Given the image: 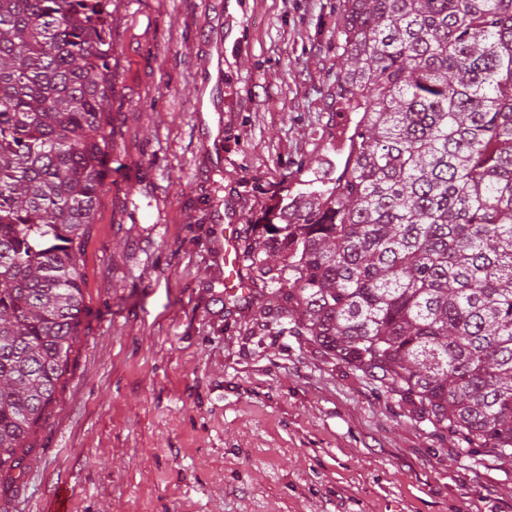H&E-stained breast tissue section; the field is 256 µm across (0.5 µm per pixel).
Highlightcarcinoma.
I'll list each match as a JSON object with an SVG mask.
<instances>
[{
  "mask_svg": "<svg viewBox=\"0 0 512 512\" xmlns=\"http://www.w3.org/2000/svg\"><path fill=\"white\" fill-rule=\"evenodd\" d=\"M110 0H0V471L66 371L104 187ZM341 173L242 249L268 314L512 460V0H346Z\"/></svg>",
  "mask_w": 512,
  "mask_h": 512,
  "instance_id": "cac0c4a2",
  "label": "carcinoma"
}]
</instances>
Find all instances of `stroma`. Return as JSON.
Returning a JSON list of instances; mask_svg holds the SVG:
<instances>
[{"label":"stroma","instance_id":"35a3bbf8","mask_svg":"<svg viewBox=\"0 0 512 512\" xmlns=\"http://www.w3.org/2000/svg\"><path fill=\"white\" fill-rule=\"evenodd\" d=\"M343 0H112V125L84 310L0 512H512L472 448L305 336L228 303L224 235L260 238L334 134Z\"/></svg>","mask_w":512,"mask_h":512}]
</instances>
